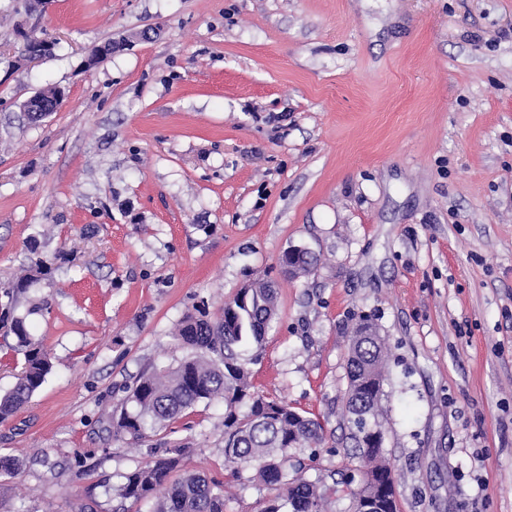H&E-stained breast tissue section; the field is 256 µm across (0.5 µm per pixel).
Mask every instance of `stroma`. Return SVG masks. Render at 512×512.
I'll return each instance as SVG.
<instances>
[{
  "mask_svg": "<svg viewBox=\"0 0 512 512\" xmlns=\"http://www.w3.org/2000/svg\"><path fill=\"white\" fill-rule=\"evenodd\" d=\"M25 31L52 56L26 60ZM291 246L310 275L282 272ZM23 276L12 314L53 368L0 422L21 463L0 512H113L175 448L224 512H259L255 470L224 467L223 401L135 446L112 413L186 356L188 312L260 279L277 314L252 382L326 435L291 449L298 476H360L344 394L366 319L397 512H512V0H0V280Z\"/></svg>",
  "mask_w": 512,
  "mask_h": 512,
  "instance_id": "stroma-1",
  "label": "stroma"
}]
</instances>
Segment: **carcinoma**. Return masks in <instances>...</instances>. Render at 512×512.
<instances>
[{
  "mask_svg": "<svg viewBox=\"0 0 512 512\" xmlns=\"http://www.w3.org/2000/svg\"><path fill=\"white\" fill-rule=\"evenodd\" d=\"M27 279L0 283V329L11 333L24 349L25 364L13 388L0 396V419L22 407L43 385L51 369L47 353L32 342L22 321L11 317L16 295ZM276 287L258 281L224 304L217 319L204 312L187 314L174 336L191 354L175 365L142 373L127 388L120 413L112 416L113 433L138 442L147 432H157L189 414L201 402L224 401V465L253 466L259 478L274 491L260 512H322L326 496L336 485L324 478L314 481L293 475L289 450L318 447L324 440L321 422L285 401L271 399L253 389L250 371L242 357L248 345L261 349L265 333L276 314ZM383 343L367 322L360 323L350 339L347 359L348 388L345 410L355 457L363 464L359 486L350 490L356 499L371 492L379 512H397L395 477L371 444L362 415L371 413L381 428L384 374ZM247 410L239 411L240 405ZM182 455L154 459L125 474L118 488L124 501L156 500L154 512H224V489L199 472H181Z\"/></svg>",
  "mask_w": 512,
  "mask_h": 512,
  "instance_id": "1",
  "label": "carcinoma"
}]
</instances>
